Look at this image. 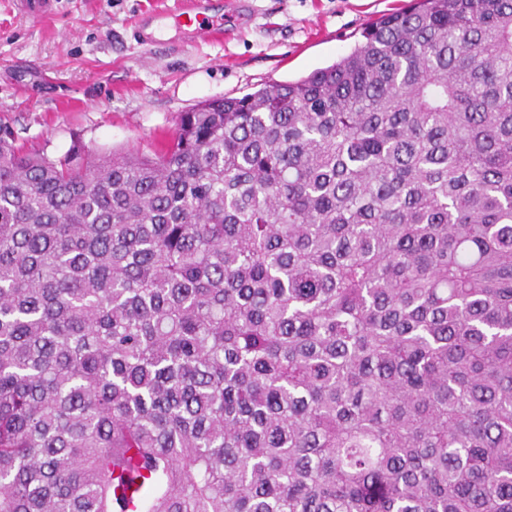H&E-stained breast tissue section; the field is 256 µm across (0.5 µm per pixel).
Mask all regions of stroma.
Returning a JSON list of instances; mask_svg holds the SVG:
<instances>
[{
  "instance_id": "1",
  "label": "stroma",
  "mask_w": 512,
  "mask_h": 512,
  "mask_svg": "<svg viewBox=\"0 0 512 512\" xmlns=\"http://www.w3.org/2000/svg\"><path fill=\"white\" fill-rule=\"evenodd\" d=\"M407 0H246L230 36H194L175 0H53L34 19L0 0V123L29 149L63 157L73 141L150 154L178 113L332 64ZM163 11L154 44L133 32Z\"/></svg>"
}]
</instances>
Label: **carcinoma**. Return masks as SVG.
<instances>
[{
    "mask_svg": "<svg viewBox=\"0 0 512 512\" xmlns=\"http://www.w3.org/2000/svg\"><path fill=\"white\" fill-rule=\"evenodd\" d=\"M0 512H512V0L151 155L0 124Z\"/></svg>",
    "mask_w": 512,
    "mask_h": 512,
    "instance_id": "carcinoma-1",
    "label": "carcinoma"
}]
</instances>
